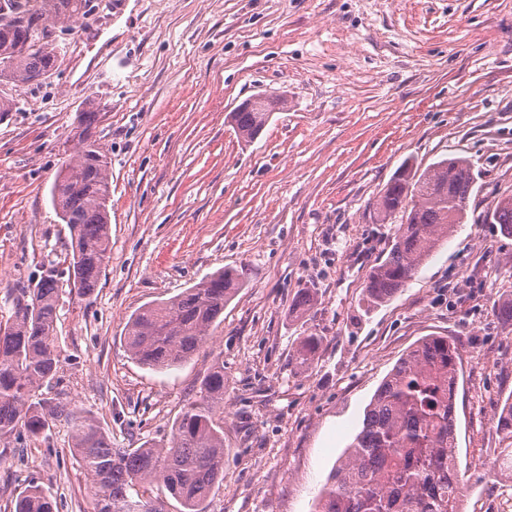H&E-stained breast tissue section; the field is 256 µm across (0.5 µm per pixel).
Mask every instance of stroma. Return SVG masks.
I'll use <instances>...</instances> for the list:
<instances>
[{
	"mask_svg": "<svg viewBox=\"0 0 512 512\" xmlns=\"http://www.w3.org/2000/svg\"><path fill=\"white\" fill-rule=\"evenodd\" d=\"M60 35L38 86L0 116V320L46 269L68 279L69 230L51 202L76 153L79 115L112 191L109 259L91 298L63 296V361L44 388L89 410L116 448L166 439L224 365V478L208 512H312L382 379L418 340L461 349L457 457L462 512H512L507 442L494 421L512 393V237L485 216L512 195V0H103ZM275 91L287 105L243 142L226 116ZM467 158L465 224L402 291L376 306L365 283L394 225L372 205L405 164ZM221 268L244 285L184 365L137 363L129 317ZM310 295L309 309L295 308ZM316 336L312 361L295 353ZM59 512H93L66 425L26 437L0 466V512L28 482Z\"/></svg>",
	"mask_w": 512,
	"mask_h": 512,
	"instance_id": "35a3bbf8",
	"label": "stroma"
}]
</instances>
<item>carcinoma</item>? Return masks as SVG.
Instances as JSON below:
<instances>
[{
  "instance_id": "cac0c4a2",
  "label": "carcinoma",
  "mask_w": 512,
  "mask_h": 512,
  "mask_svg": "<svg viewBox=\"0 0 512 512\" xmlns=\"http://www.w3.org/2000/svg\"><path fill=\"white\" fill-rule=\"evenodd\" d=\"M18 17L0 22V84H29L48 76L58 60V39L47 29H67L93 8V0H0ZM272 93L266 111L240 108L227 121L252 140L282 108ZM98 113L81 114L77 156L62 165L51 201L70 233L69 295L90 297L109 258L111 185L108 155L93 138ZM475 186L468 159L446 158L420 172L405 166L376 201L378 224L398 222L387 257L369 272L365 290L374 303L394 297L440 243L464 222ZM490 223L512 237V196L487 213ZM243 285L239 274L221 269L182 293L138 309L123 340L131 357L156 370L187 362L209 339L224 306ZM62 289L49 268L23 288L14 315L0 320V444L26 433L38 437L64 420L72 450L94 489L93 512H164L148 494L158 484L181 505L180 512H206L224 475V366L201 381L172 425L167 440L139 448H114L93 414L70 409L59 399L38 396L59 372L56 321ZM319 344L307 336L296 360L310 361ZM460 353L444 336H428L403 355L367 407L361 430L321 489L315 512H460L462 482L456 464L455 410ZM509 439L500 470L512 477V396L496 414ZM15 512H58L57 500L37 484L19 494Z\"/></svg>"
}]
</instances>
